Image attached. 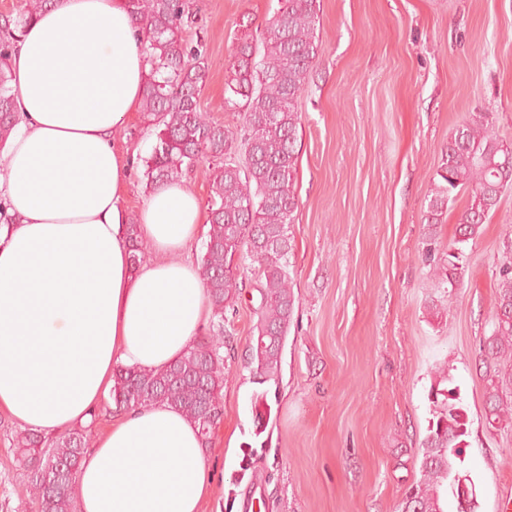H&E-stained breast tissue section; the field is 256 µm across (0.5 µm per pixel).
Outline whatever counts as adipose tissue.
Instances as JSON below:
<instances>
[{
  "label": "adipose tissue",
  "mask_w": 512,
  "mask_h": 512,
  "mask_svg": "<svg viewBox=\"0 0 512 512\" xmlns=\"http://www.w3.org/2000/svg\"><path fill=\"white\" fill-rule=\"evenodd\" d=\"M150 65L128 0H59L11 58L21 122L0 147V411L44 433L86 421L116 365L176 360L209 307L179 256L200 209L181 184L141 214L158 257L132 267L126 160L110 138L140 106ZM211 485L201 438L180 411L119 414L83 459L80 512H200Z\"/></svg>",
  "instance_id": "obj_1"
}]
</instances>
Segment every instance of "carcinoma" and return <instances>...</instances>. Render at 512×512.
Here are the masks:
<instances>
[{"label":"carcinoma","mask_w":512,"mask_h":512,"mask_svg":"<svg viewBox=\"0 0 512 512\" xmlns=\"http://www.w3.org/2000/svg\"><path fill=\"white\" fill-rule=\"evenodd\" d=\"M57 2L19 0L14 13L0 18V146L20 120L11 85L15 44L24 29ZM129 5L151 65L141 112L155 129L156 144L143 158L145 189L177 183L208 163L209 230L198 265L212 319L208 334L168 366L116 368L110 400L117 413L156 403L172 406L199 428L207 448L224 416V309L237 298L240 275L234 260L250 258L261 268L257 335L250 345V364L259 384L278 377L296 304L288 267L290 226L299 207L297 102L320 50L316 0H279V8L264 24L233 39L224 106L242 117L234 130L201 110L208 48L202 39L186 38L195 12L192 0H129ZM509 154L512 147L493 134L486 113L463 124L448 140L444 184L429 200L426 238L434 239L437 216L459 193L468 194L469 205L448 250L426 258L436 287L456 288L465 272L466 247L481 236L488 214L512 190V165H503ZM126 234L137 267L146 258L147 241L135 222L127 224ZM503 247L510 257L496 270L492 329L481 346L489 369L486 421L495 429L512 428V236L504 239ZM429 396L432 419L419 447V477L396 512H445L443 488L454 500H463L455 512H477L474 482L461 458L469 435L467 411L454 387L444 391L436 385ZM15 442L20 449L17 462L27 473L39 512H78L75 484L90 444L85 427L53 435L25 430Z\"/></svg>","instance_id":"cac0c4a2"}]
</instances>
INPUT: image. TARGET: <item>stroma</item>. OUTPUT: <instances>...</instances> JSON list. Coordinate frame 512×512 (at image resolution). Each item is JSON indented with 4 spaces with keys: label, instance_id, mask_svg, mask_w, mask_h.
Wrapping results in <instances>:
<instances>
[{
    "label": "stroma",
    "instance_id": "stroma-1",
    "mask_svg": "<svg viewBox=\"0 0 512 512\" xmlns=\"http://www.w3.org/2000/svg\"><path fill=\"white\" fill-rule=\"evenodd\" d=\"M320 52L299 100L289 274L297 297L277 380L249 364L260 278L242 276L224 313L230 354L224 418L207 457L213 482L201 512H395L419 476L431 418L433 367L444 362L469 417L464 466L479 512H499L512 487V429L485 419L480 344L491 331L495 271L512 231V191L467 248L452 292L434 288L423 224L449 138L478 113L512 142V0H317ZM190 38H205L200 103L224 107L230 45L243 17L261 22L278 0H195ZM155 134L141 112L112 136L130 160L127 216L148 198L142 160ZM448 308L440 318L430 300ZM269 409L256 425L255 403ZM0 413V512H34Z\"/></svg>",
    "mask_w": 512,
    "mask_h": 512
}]
</instances>
